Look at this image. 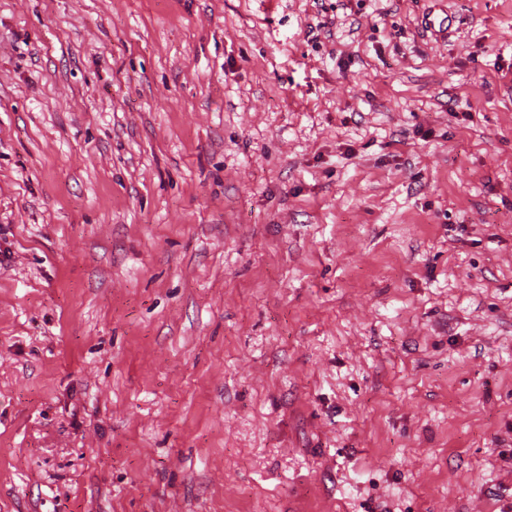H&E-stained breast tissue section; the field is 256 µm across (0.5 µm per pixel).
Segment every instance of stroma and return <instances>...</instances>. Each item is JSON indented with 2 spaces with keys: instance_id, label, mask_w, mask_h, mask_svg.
Returning <instances> with one entry per match:
<instances>
[{
  "instance_id": "1",
  "label": "stroma",
  "mask_w": 512,
  "mask_h": 512,
  "mask_svg": "<svg viewBox=\"0 0 512 512\" xmlns=\"http://www.w3.org/2000/svg\"><path fill=\"white\" fill-rule=\"evenodd\" d=\"M448 507L512 512V0H0V512Z\"/></svg>"
}]
</instances>
